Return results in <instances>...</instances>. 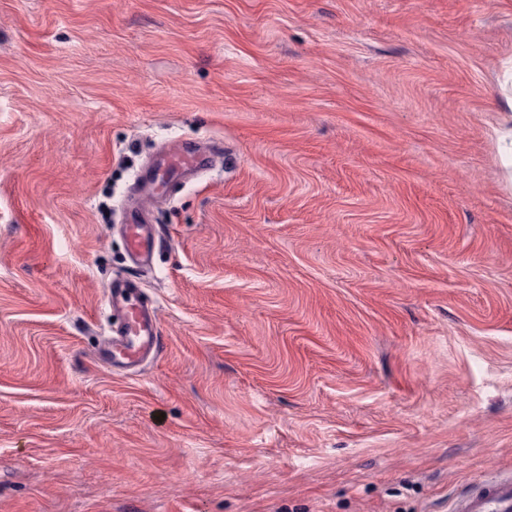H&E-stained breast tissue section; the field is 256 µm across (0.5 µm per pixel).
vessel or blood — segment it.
Returning <instances> with one entry per match:
<instances>
[{"label":"vessel or blood","instance_id":"vessel-or-blood-1","mask_svg":"<svg viewBox=\"0 0 512 512\" xmlns=\"http://www.w3.org/2000/svg\"><path fill=\"white\" fill-rule=\"evenodd\" d=\"M222 149V144L215 143L206 155L185 150L156 154L152 166L136 176L141 200L152 201L166 195L173 180H184L190 173L207 169L214 155ZM124 237L134 272L114 278L107 284L105 305L109 312L110 333L100 341L96 360L109 371L131 375L156 358L164 344L157 305L135 274L136 269L153 260L159 234L156 226L144 219L142 212L135 211L128 216ZM450 512H512V472L496 474L457 497Z\"/></svg>","mask_w":512,"mask_h":512}]
</instances>
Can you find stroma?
<instances>
[{
    "mask_svg": "<svg viewBox=\"0 0 512 512\" xmlns=\"http://www.w3.org/2000/svg\"><path fill=\"white\" fill-rule=\"evenodd\" d=\"M512 0H0V512H448L512 471ZM163 352L95 359L136 173ZM222 143L214 142L209 155L192 151H162L155 155L153 165L136 175V186L142 201H153L166 195L173 180H186L191 172H201L213 163L214 157L222 153Z\"/></svg>",
    "mask_w": 512,
    "mask_h": 512,
    "instance_id": "35a3bbf8",
    "label": "stroma"
}]
</instances>
